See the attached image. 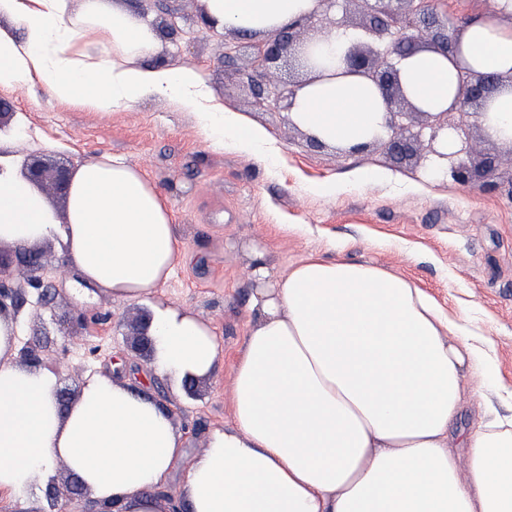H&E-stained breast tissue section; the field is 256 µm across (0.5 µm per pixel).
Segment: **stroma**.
<instances>
[{"mask_svg": "<svg viewBox=\"0 0 512 512\" xmlns=\"http://www.w3.org/2000/svg\"><path fill=\"white\" fill-rule=\"evenodd\" d=\"M160 33L154 63L194 68L217 102L265 128L272 154L238 148L232 140L207 138L194 113L172 99H141L102 115L61 103L40 87L0 88L22 128L8 151L19 161L47 155L78 168L109 155L142 169L165 195L174 215L183 254L159 301L187 309L211 324L222 357L195 398L179 383L154 378L152 396L173 406L171 421L190 455L201 454L210 433L233 423L232 366L250 326L248 302L256 288L251 275L253 246L264 248L280 277L308 255L371 262L413 280L453 316L467 317L492 347L499 383L512 388V146L488 139L474 116H465L474 157L491 154L497 166L491 187L458 185L450 173L433 172L424 155L403 165L386 152V137L354 154L314 148L306 131L286 112L255 104L249 68L250 41L233 30L201 33L200 0H113ZM182 36L165 38L166 24ZM356 0H337L332 9L302 21L301 38L341 28L362 33ZM238 40L235 64L224 62L225 41ZM294 231L278 229V222ZM53 271L54 300L32 304L16 316L20 342L37 331L52 338L41 368L58 387L79 392L89 375L120 363L151 372L152 358L130 346L131 326L142 303L122 301L102 289L75 295L61 241L41 247ZM97 356H89L90 348ZM465 408L456 425L473 429L488 414L512 415V401L464 378Z\"/></svg>", "mask_w": 512, "mask_h": 512, "instance_id": "35a3bbf8", "label": "stroma"}]
</instances>
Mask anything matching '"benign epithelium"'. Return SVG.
Here are the masks:
<instances>
[{"label": "benign epithelium", "mask_w": 512, "mask_h": 512, "mask_svg": "<svg viewBox=\"0 0 512 512\" xmlns=\"http://www.w3.org/2000/svg\"><path fill=\"white\" fill-rule=\"evenodd\" d=\"M363 17L365 33L380 40L376 48L351 46L345 55L347 72L369 80L383 99L386 112V129L400 134L390 139L388 150L391 158L401 163L417 155L419 149L444 160L450 167L454 180L463 187L487 179L496 167L490 156L476 160L472 157L468 135L462 127L461 113L451 109L441 112H423L405 95L394 59L418 51L417 40L427 42L429 48L444 55L453 50L454 33L458 31L448 13L439 9L442 0H356ZM297 25H285L267 39L251 45L250 69L252 94L260 105H273L285 111L290 109L292 87L282 82L268 87L258 80L262 74H276L288 63L290 49L299 43ZM512 84V73L465 72L461 80L462 95L459 107H481L489 96L504 82ZM418 119V129L410 130V122ZM23 176L38 190L48 196L67 198L71 183L69 170L62 164L42 155L30 156L22 168ZM20 263L31 272L30 286L36 290L35 305H46L52 278L45 271L41 253L30 250L9 256L0 251V317L18 309L25 303L22 289L10 285L13 265ZM152 315L141 312L133 326L134 344L145 353L154 352L150 335ZM37 340L19 350L20 363L38 367L41 363ZM83 494L75 480H70L69 496H64L55 483L43 491L44 506L38 512H71V501Z\"/></svg>", "instance_id": "1"}]
</instances>
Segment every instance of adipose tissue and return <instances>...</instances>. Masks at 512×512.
Wrapping results in <instances>:
<instances>
[{
	"mask_svg": "<svg viewBox=\"0 0 512 512\" xmlns=\"http://www.w3.org/2000/svg\"><path fill=\"white\" fill-rule=\"evenodd\" d=\"M214 29L264 35L326 10L325 0H201ZM512 0L471 20L453 54L398 58L410 101L455 105L459 65L512 71ZM155 28L109 0H0V87L42 83L52 98L108 115L171 98L206 135L245 150L265 130L216 103L199 71L150 64ZM385 104L366 79L315 70L290 120L346 150L384 134ZM481 125L512 141V86L488 99ZM61 238L77 287L151 303L154 372L182 380L220 362L214 329L153 303L181 243L161 191L138 168L104 158L79 167L58 223L46 197L0 157V244ZM251 328L232 371L234 425L186 459L169 416L146 390L97 374L67 409L51 374L12 359L16 326L0 319V495L26 508L64 462L101 512H512V420L455 430L466 369L493 379L486 338L444 313L416 283L371 264L309 256L283 278L253 251ZM182 482H174L176 472ZM171 491L173 502L160 494Z\"/></svg>",
	"mask_w": 512,
	"mask_h": 512,
	"instance_id": "adipose-tissue-1",
	"label": "adipose tissue"
}]
</instances>
